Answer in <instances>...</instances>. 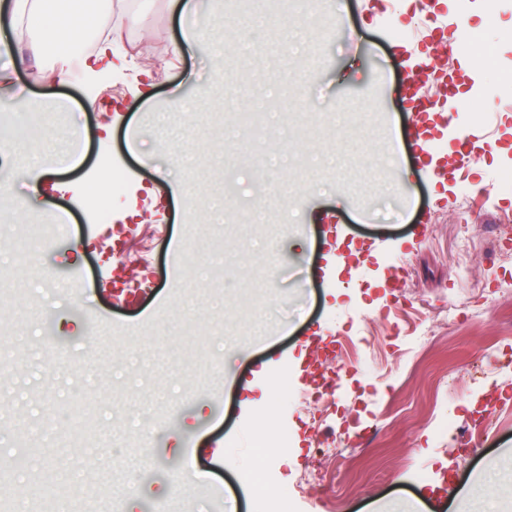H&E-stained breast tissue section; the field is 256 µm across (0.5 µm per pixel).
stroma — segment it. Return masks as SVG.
Listing matches in <instances>:
<instances>
[{
    "mask_svg": "<svg viewBox=\"0 0 512 512\" xmlns=\"http://www.w3.org/2000/svg\"><path fill=\"white\" fill-rule=\"evenodd\" d=\"M435 2L445 42L418 0H309L238 52L246 0H197L200 40L177 55L170 0H129L112 66L77 55L62 82L53 54L14 44L0 106L53 119L22 151L0 139L18 198L0 209L23 228L49 201L66 223L27 247L0 236V512H512V418L477 452L456 442L512 396V294L483 305L512 284V0ZM474 31L493 64L465 52ZM426 59L467 98L437 83L424 112ZM217 63L241 90L231 111ZM246 111L268 133L228 155ZM159 113L181 131L166 152ZM106 165L123 188L103 223L89 198ZM457 300L441 342L392 358ZM324 365L347 410L309 405Z\"/></svg>",
    "mask_w": 512,
    "mask_h": 512,
    "instance_id": "1",
    "label": "stroma"
}]
</instances>
